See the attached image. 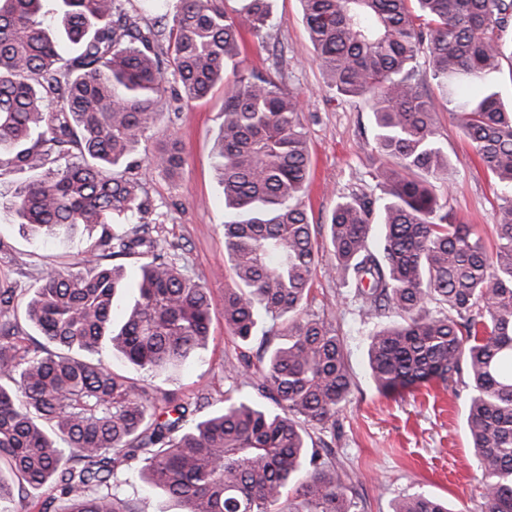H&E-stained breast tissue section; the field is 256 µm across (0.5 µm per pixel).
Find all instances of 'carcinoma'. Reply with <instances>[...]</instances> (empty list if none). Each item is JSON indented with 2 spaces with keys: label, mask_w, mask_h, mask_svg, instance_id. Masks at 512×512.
<instances>
[{
  "label": "carcinoma",
  "mask_w": 512,
  "mask_h": 512,
  "mask_svg": "<svg viewBox=\"0 0 512 512\" xmlns=\"http://www.w3.org/2000/svg\"><path fill=\"white\" fill-rule=\"evenodd\" d=\"M118 2L0 0V168L39 172L8 208L44 239L98 229L76 270H48L28 290L0 280V512H139L126 494L136 478L178 512H362L352 474L310 433L336 428L353 385L335 315L310 310L326 253L373 323L368 368L379 391L467 378L484 512H512V105L493 90L512 0H300L324 86L370 111L382 191L341 197L323 244L302 204L298 96L242 67V33L261 35L270 0H240L232 12L223 0H161L172 12L150 26ZM423 51L448 112L504 191L491 248L440 202L450 162L417 82ZM167 73L190 101L224 87L215 170L235 280L224 326L243 358L255 336L281 337L258 356L253 393L232 385L207 413L206 394L159 401L97 358L107 347L156 377L209 338V292L179 245L153 236L137 177L145 163L170 175L184 163L174 141L138 151L160 120ZM53 150L64 164L47 166ZM129 257L132 273L117 263ZM122 291L134 304L116 328ZM25 297L40 342L18 320ZM391 512L451 510L408 493Z\"/></svg>",
  "instance_id": "1"
}]
</instances>
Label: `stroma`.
Instances as JSON below:
<instances>
[{
    "instance_id": "35a3bbf8",
    "label": "stroma",
    "mask_w": 512,
    "mask_h": 512,
    "mask_svg": "<svg viewBox=\"0 0 512 512\" xmlns=\"http://www.w3.org/2000/svg\"><path fill=\"white\" fill-rule=\"evenodd\" d=\"M271 21L261 36H246V67L279 73L287 90L299 95L311 156L304 204L309 220L327 223L338 197L375 193L370 177L374 131L363 104L343 100L322 86L319 62L308 38L300 0H272ZM159 106L160 122L142 140L139 151L151 154L175 140L185 164L176 177L145 167L139 172L157 216L156 236L184 247L192 274L208 289L212 322L206 346L169 376L151 379L102 352L104 361L135 379L187 398L209 395L211 409L224 404L230 382L226 369L235 343L224 327V290L232 280L224 265V195L214 163L222 122L223 89L207 99L186 101L179 84L168 81ZM440 141L452 161L448 172L452 211L485 239L494 238L499 190L474 157L468 141L450 118L440 94H433ZM27 172L0 170V278L31 287L49 267L69 269L88 245L86 236L60 238L50 245L22 233L2 203L30 180ZM313 311L332 313L344 337L353 375V391L335 433H315L330 442L337 464L352 472L364 512H390L400 493H424L447 500L452 512H482L474 450L466 417L470 390L465 381L442 389L416 384L390 393L376 389L367 371L366 324L348 290L325 267H318Z\"/></svg>"
}]
</instances>
